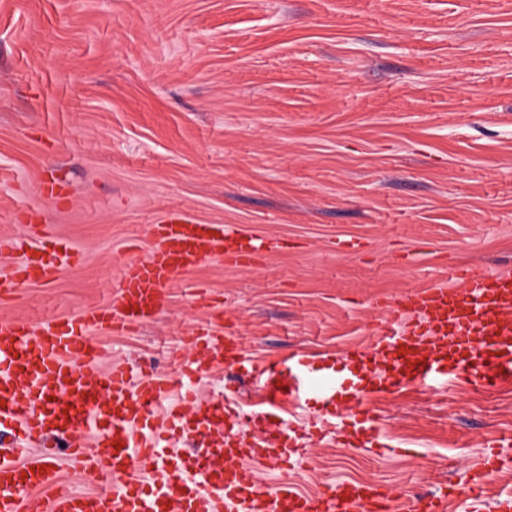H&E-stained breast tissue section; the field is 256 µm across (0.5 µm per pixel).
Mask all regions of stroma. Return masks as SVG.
Returning <instances> with one entry per match:
<instances>
[{"mask_svg": "<svg viewBox=\"0 0 512 512\" xmlns=\"http://www.w3.org/2000/svg\"><path fill=\"white\" fill-rule=\"evenodd\" d=\"M52 176L64 199L41 194ZM35 211L78 253L23 288L34 323L110 302L178 211L266 243L185 272L110 360L178 379L187 327L312 369L369 344L376 300L512 271V0H0V240ZM381 447L307 442L310 494H425L512 439V386L404 382L365 403Z\"/></svg>", "mask_w": 512, "mask_h": 512, "instance_id": "stroma-1", "label": "stroma"}]
</instances>
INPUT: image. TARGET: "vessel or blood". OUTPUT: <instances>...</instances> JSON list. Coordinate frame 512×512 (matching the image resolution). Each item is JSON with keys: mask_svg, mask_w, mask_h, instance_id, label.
<instances>
[{"mask_svg": "<svg viewBox=\"0 0 512 512\" xmlns=\"http://www.w3.org/2000/svg\"><path fill=\"white\" fill-rule=\"evenodd\" d=\"M7 240L20 259L0 273V303L55 276L77 259L72 247ZM263 242L200 224L173 212L148 230L143 254L128 261L110 303L82 307L61 321L34 325L0 313V512H398L374 484L339 482L311 495L288 480L272 487L255 468L284 470L303 456L291 421L244 411L234 386L198 397V381L219 367L246 369L278 402L311 398L309 419L323 436L344 421L352 438L377 440L366 396L408 381L423 388L453 377L498 387L512 382V273L452 268L447 285L411 288L377 301L376 338L356 349L358 369L311 371L292 352L271 363L244 364L235 337L192 331L199 354L185 379L143 375L121 363L103 367L93 332H125L156 314L165 292L192 266L215 258L249 268ZM64 447L70 469L98 479L90 491L64 489L49 458ZM512 456L490 445L465 485L419 499L415 512H448L449 503L479 504Z\"/></svg>", "mask_w": 512, "mask_h": 512, "instance_id": "vessel-or-blood-1", "label": "vessel or blood"}]
</instances>
